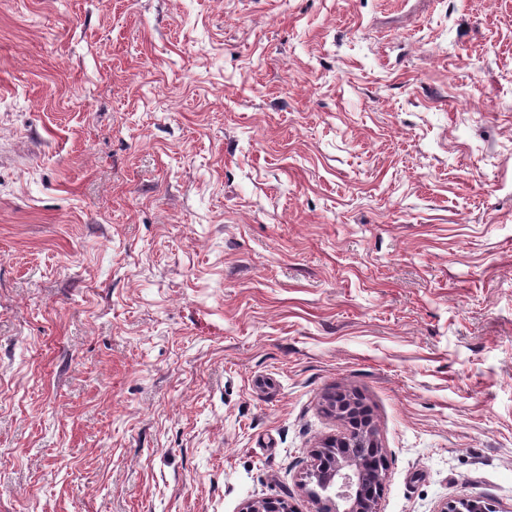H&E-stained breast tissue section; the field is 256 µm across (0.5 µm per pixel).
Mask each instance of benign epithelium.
<instances>
[{
    "instance_id": "obj_1",
    "label": "benign epithelium",
    "mask_w": 512,
    "mask_h": 512,
    "mask_svg": "<svg viewBox=\"0 0 512 512\" xmlns=\"http://www.w3.org/2000/svg\"><path fill=\"white\" fill-rule=\"evenodd\" d=\"M362 403L346 392L332 394L327 408L342 421L345 432L321 441L312 450V463L305 472L303 487L317 505V512H380L379 501L387 470V456L377 439L373 422L355 426L352 420ZM370 446L372 459L355 458L352 448ZM243 512H291L281 498L249 501Z\"/></svg>"
}]
</instances>
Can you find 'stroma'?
<instances>
[{"label": "stroma", "mask_w": 512, "mask_h": 512, "mask_svg": "<svg viewBox=\"0 0 512 512\" xmlns=\"http://www.w3.org/2000/svg\"><path fill=\"white\" fill-rule=\"evenodd\" d=\"M339 391L512 512V0H0V512H315Z\"/></svg>", "instance_id": "obj_1"}]
</instances>
